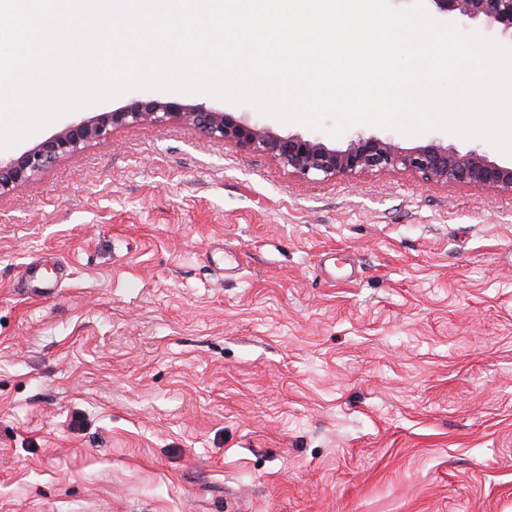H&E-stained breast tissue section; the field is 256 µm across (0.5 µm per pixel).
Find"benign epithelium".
<instances>
[{
  "mask_svg": "<svg viewBox=\"0 0 512 512\" xmlns=\"http://www.w3.org/2000/svg\"><path fill=\"white\" fill-rule=\"evenodd\" d=\"M443 16L480 21L512 43V0H429ZM179 121L209 136L266 153L302 179L333 178L369 170H404L425 180L480 186L512 193V161L493 159L477 147L466 152L429 142L405 148L392 139L357 135L344 147H330L316 137H282L266 126L246 123L224 111L206 110L178 101L136 100L124 107L104 109L79 118L62 132L16 158L0 159V193L11 191L56 159L87 143L107 137L118 126Z\"/></svg>",
  "mask_w": 512,
  "mask_h": 512,
  "instance_id": "obj_1",
  "label": "benign epithelium"
}]
</instances>
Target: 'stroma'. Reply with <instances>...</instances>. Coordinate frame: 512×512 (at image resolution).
Segmentation results:
<instances>
[{"instance_id": "1", "label": "stroma", "mask_w": 512, "mask_h": 512, "mask_svg": "<svg viewBox=\"0 0 512 512\" xmlns=\"http://www.w3.org/2000/svg\"><path fill=\"white\" fill-rule=\"evenodd\" d=\"M0 512H512V195L179 122L0 194Z\"/></svg>"}]
</instances>
